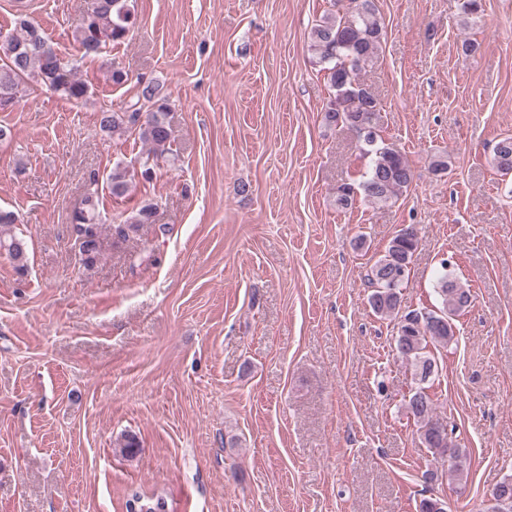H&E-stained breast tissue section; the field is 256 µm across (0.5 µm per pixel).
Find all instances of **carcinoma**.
Segmentation results:
<instances>
[{
    "mask_svg": "<svg viewBox=\"0 0 512 512\" xmlns=\"http://www.w3.org/2000/svg\"><path fill=\"white\" fill-rule=\"evenodd\" d=\"M348 15L330 13L314 24L310 31L311 47L327 75L333 98L324 111V122L358 134L360 150L370 157V164L358 186L343 184L336 189V206L348 208L357 190L364 199L379 206L398 200L412 184L414 174L403 154L386 143L377 133L381 105L361 80V73L378 55L385 30L377 17L374 0H350ZM132 14L127 0H96V7L83 16L75 34L78 51L83 57L97 56L112 43L123 42L130 31ZM36 82L78 101L87 94V86L74 69L52 49L40 27L25 22L21 33H0V100H15L26 85ZM168 106L160 89L144 86L137 101L123 110L103 111L100 128L119 137L137 133L152 149L165 151L171 145L166 121ZM495 166L503 173L512 172V135L501 137L493 149ZM132 176L118 162L84 199V207L76 211L71 223L75 232L85 236L79 250V264L85 269L98 261L101 225L100 205L103 193L114 198L127 194ZM151 217V208L144 206L136 215L112 225L114 243H123L139 231ZM17 216L0 209V250L8 253L21 275L27 270L23 239L14 232ZM419 246L416 228L409 224L397 232L385 253L371 266L368 284L372 288L369 304L381 317H399L395 344L398 355L415 368L423 383L437 370L436 359L427 351V343L445 346L456 335V318L471 304L470 290L448 276V262H441L435 285L439 306L427 311L399 315L400 288L408 280L409 265ZM407 411L418 426L421 443L433 454L448 459V476L459 477L466 469L467 458L452 444L448 424L439 418L434 400L418 388L407 402ZM500 501L490 512H512V480L499 482Z\"/></svg>",
    "mask_w": 512,
    "mask_h": 512,
    "instance_id": "cac0c4a2",
    "label": "carcinoma"
}]
</instances>
